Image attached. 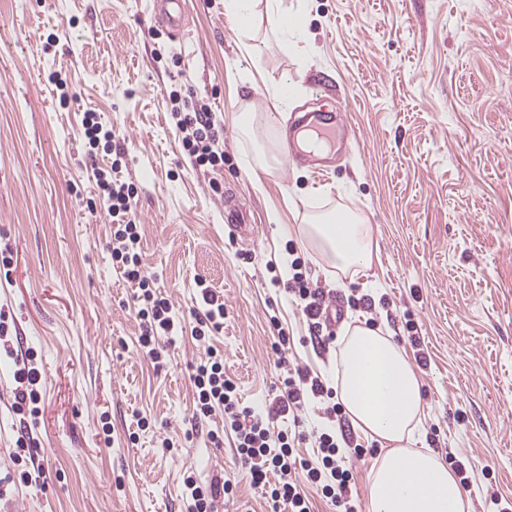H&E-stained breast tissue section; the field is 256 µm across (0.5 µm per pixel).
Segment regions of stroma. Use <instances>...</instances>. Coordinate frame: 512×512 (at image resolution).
<instances>
[{
    "label": "stroma",
    "instance_id": "stroma-1",
    "mask_svg": "<svg viewBox=\"0 0 512 512\" xmlns=\"http://www.w3.org/2000/svg\"><path fill=\"white\" fill-rule=\"evenodd\" d=\"M152 2L0 0V241L13 257L0 308L15 349L33 350L43 373L33 452L46 470L38 487L0 485V512H186L189 469L204 485L231 480L229 512H268L232 437L211 447L220 418L193 417L200 278L224 296L213 339L224 372L258 410L277 383L270 317L294 338L289 361L328 383L352 319L390 329L404 349L415 323L426 447L463 461L472 512L512 505V0H302L307 54L272 46L257 64L224 0H189L183 40ZM285 75L299 92L268 141L318 110L343 113L346 134L326 170L277 163L256 177L236 111L255 97L273 108ZM184 89L223 121V171L193 169L183 151L168 95ZM87 112L111 126V146L89 148ZM97 167L136 184L144 268L185 319L161 371L137 350L135 288L112 266V226L87 207ZM227 194L254 220L251 245L224 225ZM337 206L363 213L377 243L351 281L290 231ZM288 254L342 308L329 346L311 343L283 286ZM12 370L1 358V473L17 468Z\"/></svg>",
    "mask_w": 512,
    "mask_h": 512
}]
</instances>
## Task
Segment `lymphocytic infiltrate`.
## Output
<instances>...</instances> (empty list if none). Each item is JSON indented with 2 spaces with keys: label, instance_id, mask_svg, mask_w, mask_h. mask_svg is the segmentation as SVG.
I'll return each mask as SVG.
<instances>
[{
  "label": "lymphocytic infiltrate",
  "instance_id": "f902f5d3",
  "mask_svg": "<svg viewBox=\"0 0 512 512\" xmlns=\"http://www.w3.org/2000/svg\"><path fill=\"white\" fill-rule=\"evenodd\" d=\"M171 117L182 135L184 151L192 166L221 170L224 167V129L207 105L197 104L192 95L178 94L173 99ZM94 175L99 195L107 207L112 223L109 250L112 264L123 278L137 288L135 296L140 334L138 348L155 367H163L168 346L174 344L182 329V318L168 298L155 287V279L142 264L141 231L133 202L138 189L135 183L112 180L98 168ZM301 259L291 263L293 275L287 289L312 327L322 324L323 306L318 289L312 288L303 275ZM201 307L195 314L194 338L205 354L192 375L194 416L206 421L218 416L221 428L209 431L213 447L224 445L225 436L234 439L235 454L249 474L252 486L261 489L270 512H311L308 490H316L330 501L336 512H358L353 498V474L345 463L333 423L341 422L344 408L335 393L319 376L289 364L286 350L290 343L285 328H278L272 350L277 356L279 383L263 412L243 405L238 386L224 373V354L211 344V338L224 328V299L198 281ZM14 371V412L37 418L41 402L42 373L33 353L18 357ZM318 403L327 422L325 428L312 431L318 450L316 460L300 456L296 446L302 436H291L283 425L310 403ZM188 512H219L221 496L232 495L231 482L202 486L195 474L183 479Z\"/></svg>",
  "mask_w": 512,
  "mask_h": 512
}]
</instances>
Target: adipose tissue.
Segmentation results:
<instances>
[{
  "label": "adipose tissue",
  "instance_id": "1",
  "mask_svg": "<svg viewBox=\"0 0 512 512\" xmlns=\"http://www.w3.org/2000/svg\"><path fill=\"white\" fill-rule=\"evenodd\" d=\"M224 12L238 30L252 37L249 54L260 58L267 43L286 55L306 50L302 18L285 0H224ZM264 37L255 40L256 26ZM290 77L272 88L275 114L244 112L237 118L243 136L257 139L296 99ZM337 278L365 273L375 257L373 229L359 212L336 209L310 216L296 228ZM338 391L355 425L378 439L386 451L372 474L369 512H470L460 480L431 449L418 447L424 404L415 366L388 332L355 325L345 331L337 359Z\"/></svg>",
  "mask_w": 512,
  "mask_h": 512
}]
</instances>
